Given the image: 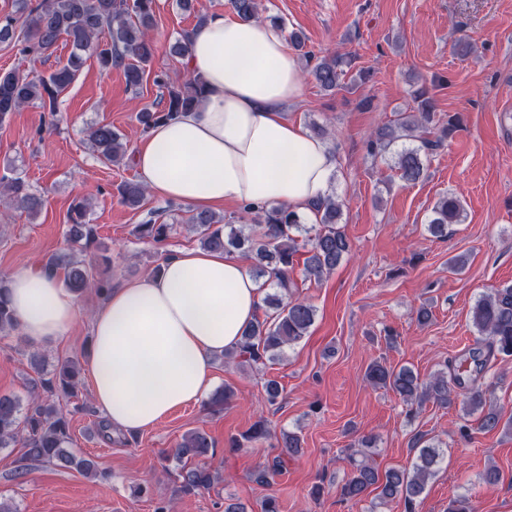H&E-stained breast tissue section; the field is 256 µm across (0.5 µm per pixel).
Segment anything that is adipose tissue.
<instances>
[{"instance_id": "adipose-tissue-1", "label": "adipose tissue", "mask_w": 512, "mask_h": 512, "mask_svg": "<svg viewBox=\"0 0 512 512\" xmlns=\"http://www.w3.org/2000/svg\"><path fill=\"white\" fill-rule=\"evenodd\" d=\"M186 65L207 92L137 143L133 162L148 192L201 210L284 206L315 223L338 160L286 112L303 83L285 31L212 14L193 30ZM8 288L31 343L62 338L80 314L41 266L17 271ZM262 298L239 254L192 248L168 256L161 273L112 289L92 316L90 358L93 402L112 430L146 429L201 399L214 385L213 358L237 346Z\"/></svg>"}]
</instances>
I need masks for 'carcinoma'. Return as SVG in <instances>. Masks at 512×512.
Returning <instances> with one entry per match:
<instances>
[{
	"mask_svg": "<svg viewBox=\"0 0 512 512\" xmlns=\"http://www.w3.org/2000/svg\"><path fill=\"white\" fill-rule=\"evenodd\" d=\"M153 3L154 0H16L15 12L19 17L0 16V42L21 44L20 52L24 55L49 56L63 40L70 46V52L66 62L46 76L18 70L0 73V123L29 104L57 111L58 96L76 80L90 57L96 58L106 72L114 67L122 68L126 84L139 87L154 55V45L148 36L155 24ZM231 6L243 21L259 19L258 0H231ZM352 61L348 54L324 56L307 66V70L321 90L331 92L340 86ZM154 83L164 90L167 101L162 110L144 108L137 114V122L145 132L192 110L206 93V82L200 75L175 83L160 72L155 74ZM413 101L414 111L398 112L395 119L377 126L367 144L369 155L382 158L398 140L413 136L419 128L433 134L431 138H419L418 146H405L397 151L394 169L407 183H415L423 176V157L443 147L459 127L457 116L444 119L437 115L427 89L416 90ZM89 137L94 149L107 162L118 164L127 155L125 135L108 124L92 128ZM117 192L123 204L137 209L143 206L147 190L138 182L124 181L117 186ZM0 195L6 198L5 205L30 215L38 214L44 205L43 197L34 193L20 176L8 179ZM317 211L318 223L304 224L300 217L283 207L243 210L263 226L259 235L248 231L245 224H234L235 218L211 211H196L188 219L203 248L249 253L254 260V275L272 289L263 299L270 313L255 319L237 347L224 353L225 358L238 360L242 368L253 369L281 359L285 349L306 336L315 322L316 309L291 296L292 273L300 251L298 238L305 235L310 243L303 261L304 274L309 279L321 280L351 252L350 240L341 225L343 202L332 192ZM86 218L87 199L74 200L68 230L70 247L50 255L45 268L52 272L65 270V286L74 294L93 289L104 297L111 286L101 277L100 268L108 262V257L98 253L96 230ZM463 221V206L457 199L445 196L432 208L427 231L435 238L445 239L451 233L450 226ZM173 229L172 224L149 220L136 225L135 233L142 241L161 244ZM472 324L484 344L470 350L459 363L449 361L446 370L423 381L407 366L397 368L374 362L367 368V382L374 387L388 388L404 402L419 406L431 400L448 407L460 397L465 415L476 416L477 430L496 429L501 415L494 408L486 407V389L481 379L492 360L500 355L512 356V284L482 294L472 309ZM17 328V318L6 297V281L0 280V333ZM31 366L36 377L29 381L33 393L27 401L13 394H0V447L19 442L30 461L97 475L92 459L66 447L70 442V412L66 404L78 398L82 371L79 360L61 359L48 371L33 357ZM269 434L266 420L260 419L247 433L232 438L230 445L245 448ZM412 447L418 449V455L409 471L392 468L381 472L369 461L349 456L352 476L342 488L343 496L358 499L375 491L382 500L401 499L405 512H415L417 499L438 465L440 449L438 444L421 436L414 437ZM211 451L213 442L203 432L190 431L182 437L173 452L179 492L196 494L213 487L218 473L206 465L191 463ZM282 468L283 460L275 456L259 465L255 475L259 482L269 484Z\"/></svg>",
	"mask_w": 512,
	"mask_h": 512,
	"instance_id": "cac0c4a2",
	"label": "carcinoma"
}]
</instances>
